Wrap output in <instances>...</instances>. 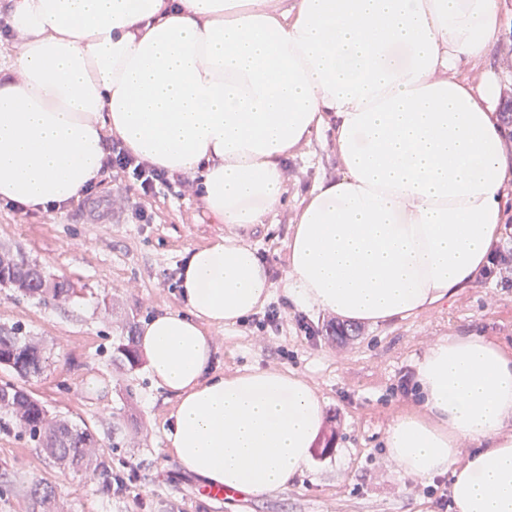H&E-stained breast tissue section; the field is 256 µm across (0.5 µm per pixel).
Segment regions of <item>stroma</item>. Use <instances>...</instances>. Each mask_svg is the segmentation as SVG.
Listing matches in <instances>:
<instances>
[{"mask_svg":"<svg viewBox=\"0 0 512 512\" xmlns=\"http://www.w3.org/2000/svg\"><path fill=\"white\" fill-rule=\"evenodd\" d=\"M502 31L485 60L462 68L478 80L484 71L502 81L512 99V0H499ZM340 174L332 130L313 136L285 166V202L265 223L241 229L265 261L274 286L270 301L280 319L258 329L262 313L227 327H206L211 369L294 371L325 404L312 469L287 489L262 497L238 494L213 500L203 481L172 459L165 439L176 398L153 383L145 366L113 364L121 336L141 331L152 317L185 312L171 276L192 249L223 235L203 209L196 189L178 176L156 195L141 197L111 172L94 183L101 206L85 201L55 210L15 211L0 203V249L20 252L47 276L67 281V299L42 303L0 285V328L22 325L48 361L25 383L51 415L85 423L96 434L106 474L50 462L18 423L0 413V512H451L450 474L430 479L403 474L384 446L389 424L413 403L415 361L437 340L474 333L512 346V207L509 233L496 262L474 284L437 308L407 319L358 325L338 338L335 314L298 310L283 288L285 243L311 185ZM151 216L138 222L130 208Z\"/></svg>","mask_w":512,"mask_h":512,"instance_id":"35a3bbf8","label":"stroma"}]
</instances>
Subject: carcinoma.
I'll list each match as a JSON object with an SVG mask.
<instances>
[{
    "label": "carcinoma",
    "instance_id": "carcinoma-1",
    "mask_svg": "<svg viewBox=\"0 0 512 512\" xmlns=\"http://www.w3.org/2000/svg\"><path fill=\"white\" fill-rule=\"evenodd\" d=\"M0 283L11 284L23 295L44 302L59 300L70 291L68 283L43 276L24 258L7 251L0 254ZM113 357L123 366H137L139 354L135 337L120 338ZM45 362L42 351L24 335L21 327L0 330V366L12 369L19 378L25 379L40 374ZM0 409L23 425L30 439L55 463L79 470L89 461L92 449L100 447L96 435L85 426L61 419L46 423V408L22 386L0 385Z\"/></svg>",
    "mask_w": 512,
    "mask_h": 512
}]
</instances>
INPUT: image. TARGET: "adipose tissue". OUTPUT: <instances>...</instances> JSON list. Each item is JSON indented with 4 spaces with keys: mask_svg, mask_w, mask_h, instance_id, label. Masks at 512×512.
<instances>
[{
    "mask_svg": "<svg viewBox=\"0 0 512 512\" xmlns=\"http://www.w3.org/2000/svg\"><path fill=\"white\" fill-rule=\"evenodd\" d=\"M4 19L18 44L0 67V201H79L110 135L198 179L228 233L191 251L187 312L146 322L139 347L177 398L166 439L181 469L255 497L286 488L325 405L292 371H212L205 325L272 295L238 231L282 205L286 160L326 128L341 175L312 187L286 243L294 306L378 325L470 287L512 198L500 78L458 75L498 39V0H10ZM414 387L390 458L408 476L451 474L454 512H512V349L441 338Z\"/></svg>",
    "mask_w": 512,
    "mask_h": 512,
    "instance_id": "adipose-tissue-1",
    "label": "adipose tissue"
}]
</instances>
